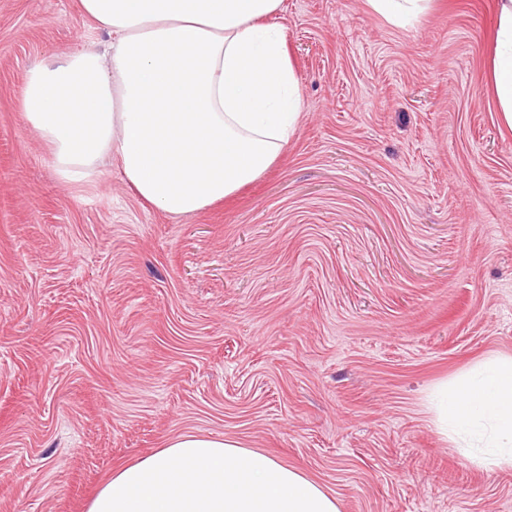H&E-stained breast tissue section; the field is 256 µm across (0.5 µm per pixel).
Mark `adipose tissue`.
I'll return each instance as SVG.
<instances>
[{"instance_id": "1", "label": "adipose tissue", "mask_w": 512, "mask_h": 512, "mask_svg": "<svg viewBox=\"0 0 512 512\" xmlns=\"http://www.w3.org/2000/svg\"><path fill=\"white\" fill-rule=\"evenodd\" d=\"M282 0H78L109 41L31 66L20 108L65 183L110 160L139 198L195 214L260 177L294 134L302 101ZM488 82L512 130V0H497ZM444 435L485 469L512 467V356L444 385ZM88 512H339L299 471L231 439L192 433L126 465Z\"/></svg>"}]
</instances>
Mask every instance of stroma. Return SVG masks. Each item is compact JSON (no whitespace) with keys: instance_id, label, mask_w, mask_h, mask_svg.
Segmentation results:
<instances>
[{"instance_id":"35a3bbf8","label":"stroma","mask_w":512,"mask_h":512,"mask_svg":"<svg viewBox=\"0 0 512 512\" xmlns=\"http://www.w3.org/2000/svg\"><path fill=\"white\" fill-rule=\"evenodd\" d=\"M496 0L393 26L283 0L296 131L191 216L117 169L60 181L19 100L103 40L77 0H0V512H87L185 433L264 451L340 512H512L431 399L512 356V131L485 77Z\"/></svg>"}]
</instances>
